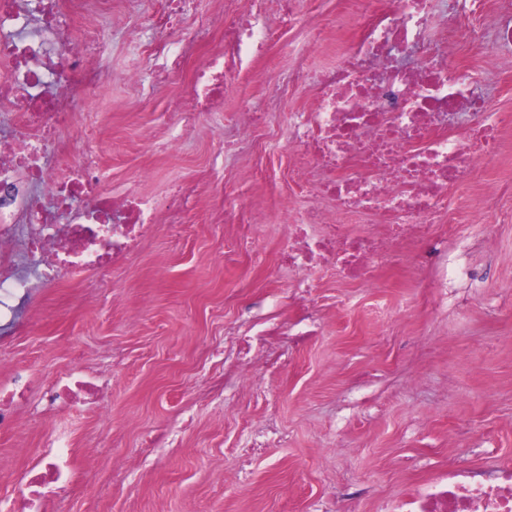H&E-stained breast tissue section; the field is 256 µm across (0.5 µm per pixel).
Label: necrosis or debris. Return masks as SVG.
I'll use <instances>...</instances> for the list:
<instances>
[{"mask_svg": "<svg viewBox=\"0 0 512 512\" xmlns=\"http://www.w3.org/2000/svg\"><path fill=\"white\" fill-rule=\"evenodd\" d=\"M199 0H158L137 44L148 68L132 66L125 83L137 94L184 79L186 95L167 114V146H175L200 119L224 109L229 76L250 75L255 54L276 43L260 0H222L234 19L223 25L218 47L190 65L193 46L178 30ZM358 23L336 39V63L319 72L298 67L290 81L311 88L309 107L292 113L288 138L274 144L282 156L302 149L317 179L297 178L282 215L288 245L280 266L298 272L300 313L287 321L257 322L232 339L236 386L250 382V358L287 340L289 350L313 342L324 317L310 296L312 272L328 269L365 282L375 269L400 262L414 249L428 251L423 227L457 224L472 201L459 188L499 156L512 114H492L461 60L488 53L487 23L498 0H463L454 29L431 32L433 0H356ZM112 0H0V111L13 126L0 136V352L27 328L36 288L54 287L59 275L81 278L88 298L106 294V274H121L134 252L164 224L182 223L191 208L211 223H261L255 202L230 213L207 201L205 182H183L165 204L129 190L108 192L95 152L64 167H49L61 150L59 134L88 110L108 76L97 58L108 41L97 37ZM379 224L376 232L362 223ZM51 403L96 404L93 373L78 372L51 386L15 371L0 385V433L19 429L17 408L30 394ZM39 462L20 481L11 512H47L68 483L74 448L63 434L48 435ZM385 512H512V463L475 471L463 465L403 498Z\"/></svg>", "mask_w": 512, "mask_h": 512, "instance_id": "1", "label": "necrosis or debris"}]
</instances>
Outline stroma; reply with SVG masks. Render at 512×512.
Returning <instances> with one entry per match:
<instances>
[{
	"instance_id": "35a3bbf8",
	"label": "stroma",
	"mask_w": 512,
	"mask_h": 512,
	"mask_svg": "<svg viewBox=\"0 0 512 512\" xmlns=\"http://www.w3.org/2000/svg\"><path fill=\"white\" fill-rule=\"evenodd\" d=\"M101 27L114 44L100 66L112 81L91 96L103 138L97 150L120 190L139 180L148 195L205 179L211 201L236 210L247 165L263 160L278 171L266 190L268 209L254 225L252 250L236 244L235 225L215 230L202 211L191 212L178 237L161 231L144 243L112 288L116 301L86 298L66 277L39 291L32 326L0 369L29 373L48 385L88 366L99 375L100 405L52 407L32 395L19 410L21 428L0 434V501L38 461L47 435L70 433L73 463L67 512H325L332 494L362 489L360 512H381L453 464L484 468L512 460V221L502 218L512 196L485 201L464 223L430 224L427 237L460 258L474 277L436 294L435 268L413 257L409 266L383 269L366 283L315 276L312 292L326 313L321 336L292 362L253 370L255 389H225L197 398L224 346V327L247 319L288 318L297 312L294 273L279 267L287 246L279 211L289 203L288 176L272 153L248 151L214 165L220 132H232L240 112L267 113L265 133L285 137L290 113L307 108V88L288 86V71L306 62L314 71L334 62L333 45L306 54L308 29L335 34L338 21H355L352 0H296L297 24L273 46L256 78L230 80L219 124L205 121L172 153L161 151L163 114L184 94L174 80L156 88L150 108L122 75L135 59L127 38L139 34L155 6L142 0L124 9L112 0ZM491 57L468 62L489 111L512 108V73L493 62L512 45L491 44ZM120 361H113V348ZM274 420L283 442L240 463L260 426ZM166 431L171 448H149L145 436ZM95 472H87L85 457Z\"/></svg>"
}]
</instances>
